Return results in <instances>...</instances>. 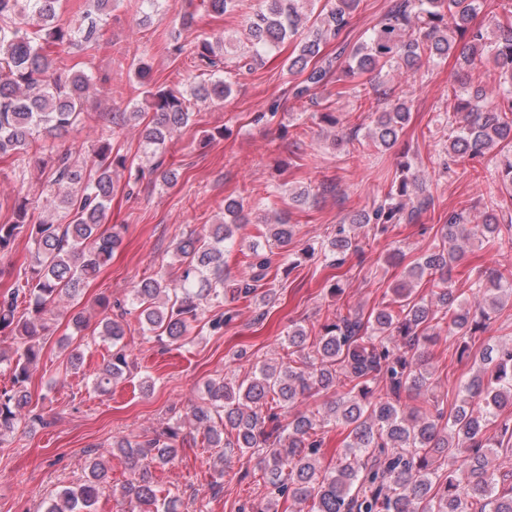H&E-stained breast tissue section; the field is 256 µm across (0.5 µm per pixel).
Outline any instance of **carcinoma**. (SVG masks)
<instances>
[{
  "instance_id": "obj_1",
  "label": "carcinoma",
  "mask_w": 512,
  "mask_h": 512,
  "mask_svg": "<svg viewBox=\"0 0 512 512\" xmlns=\"http://www.w3.org/2000/svg\"><path fill=\"white\" fill-rule=\"evenodd\" d=\"M91 2L94 10L80 24L66 26L58 22L59 0H0V156L22 154L39 144L43 166L50 167L47 202L69 217L65 224L35 222L22 200L14 208V220L0 224V253L24 232L32 243L30 263L16 271L11 292L0 299V335L19 344L12 352L0 349V366L12 377L11 388L0 391V438L41 419L29 409L26 383L41 358L46 316L61 301L76 299L120 243L118 232L105 229L113 174L132 169L133 163L108 138L83 162L46 145L80 124L93 78L81 71L58 73L44 46L93 48L115 0ZM315 2L260 0L248 22V50L238 57L236 70L250 71L280 45L294 43L288 71L303 79L293 86V97L313 101L332 73L341 70L349 78L345 93L354 101L386 102L372 113L366 141L354 133L346 142L386 150L410 119L409 102L392 97L390 89H362L354 83L356 76L386 67L416 74L450 54L457 55L464 70L490 63L498 76L494 99L469 79L448 86L445 150L465 173L489 171L501 194L512 201V11L474 26L482 0H392L360 45L350 51L340 46L335 57L322 59L321 45L349 24L359 0H326L318 12ZM224 48L221 40L196 45L197 67L206 79L189 94L148 90L143 102L123 113L124 122L139 127L144 157L154 159L153 171L165 185L177 181V171L164 165V155L190 122L191 103H220L232 92ZM432 204L412 164L404 161L384 199L336 225L334 237L305 253L319 250L339 263L346 253L360 251L355 229L361 225L411 223ZM248 223L243 200L224 198L223 222L175 244V282L158 273L136 281L128 302L141 328L172 344L185 341L206 307L223 302L224 253L236 245L235 230ZM265 229L261 241L249 246L250 281L233 288L239 298L253 295L269 276V247H286L294 236L284 212ZM475 237L500 249L512 248V210L495 205L475 224L465 211H449L440 245L414 262L406 279L391 288V299L365 317H337L311 343L304 327H294L288 332L290 359L285 364L264 362L237 383L222 377L206 380L203 404L186 413L189 423L203 431L211 448L257 450L275 492L306 512H512V485L500 488L512 482V470L500 475L492 465L501 449L512 455V418L504 416L512 408V344H487L480 350L478 368L460 382L458 404L450 411L402 403L404 393L417 395L435 387L424 368V346L439 336L442 325L460 341L456 355L461 358L470 352L468 339L499 311L500 297L512 296V268L507 267L471 282L477 307L457 293L452 272L462 257L461 243ZM422 280L431 286L433 305L415 294ZM97 305L99 336L112 343V354L97 372L94 387L107 392L127 376L126 323L109 315L108 298H99ZM296 353L304 354L297 366L291 359ZM380 380L386 384L383 393L373 388ZM336 387L341 393L325 416L296 410L302 398ZM282 414L288 416L285 425L278 424ZM331 422L347 431L346 442L336 464L323 469L321 431ZM491 427L495 434L490 438L486 432ZM177 437L178 429L167 427L144 440L112 441L131 472L122 490L131 512H179L180 495L159 498L153 477L155 467L176 459ZM107 480L104 462L94 460L87 479L50 495L43 512H93Z\"/></svg>"
}]
</instances>
